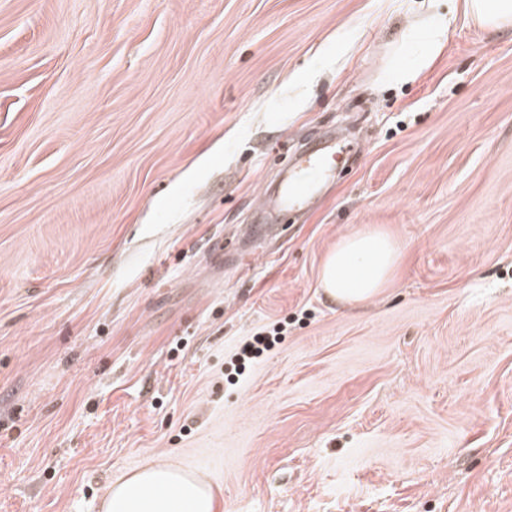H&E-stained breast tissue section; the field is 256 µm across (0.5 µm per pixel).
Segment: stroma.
<instances>
[{"label": "stroma", "instance_id": "1", "mask_svg": "<svg viewBox=\"0 0 512 512\" xmlns=\"http://www.w3.org/2000/svg\"><path fill=\"white\" fill-rule=\"evenodd\" d=\"M419 0H0V512L164 457L217 512H512V26ZM333 132L327 193L246 239ZM383 230L382 293L325 256ZM280 340L235 375L252 337ZM401 244L371 228L343 237L322 264L321 285L339 302L357 305L386 287L401 258Z\"/></svg>", "mask_w": 512, "mask_h": 512}]
</instances>
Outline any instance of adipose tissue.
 Listing matches in <instances>:
<instances>
[{"label": "adipose tissue", "instance_id": "adipose-tissue-1", "mask_svg": "<svg viewBox=\"0 0 512 512\" xmlns=\"http://www.w3.org/2000/svg\"><path fill=\"white\" fill-rule=\"evenodd\" d=\"M401 245L371 228L343 237L321 269L325 293L357 305L386 287L401 258ZM214 493L197 472L166 459H151L134 473L111 482L101 512H215Z\"/></svg>", "mask_w": 512, "mask_h": 512}]
</instances>
